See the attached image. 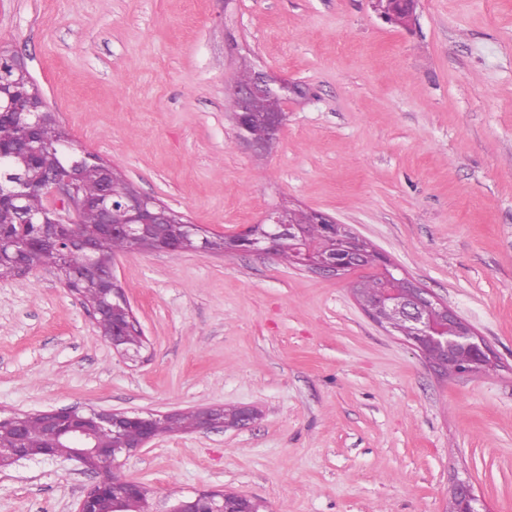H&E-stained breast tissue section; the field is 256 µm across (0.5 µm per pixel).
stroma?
<instances>
[{
  "label": "stroma",
  "instance_id": "35a3bbf8",
  "mask_svg": "<svg viewBox=\"0 0 512 512\" xmlns=\"http://www.w3.org/2000/svg\"><path fill=\"white\" fill-rule=\"evenodd\" d=\"M16 54L76 148L213 234L272 207L369 240L490 349L442 376L348 281L281 255L130 250L145 336L116 352L54 271L0 277V414L252 406L250 428L168 434L123 460L149 512L229 490L263 512H446L470 481L512 512V0H0ZM298 84L275 148L241 144L239 72ZM77 461L0 469V512H77Z\"/></svg>",
  "mask_w": 512,
  "mask_h": 512
}]
</instances>
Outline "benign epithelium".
<instances>
[{
	"label": "benign epithelium",
	"instance_id": "obj_1",
	"mask_svg": "<svg viewBox=\"0 0 512 512\" xmlns=\"http://www.w3.org/2000/svg\"><path fill=\"white\" fill-rule=\"evenodd\" d=\"M248 82L238 81L234 87V97L241 104L240 112L234 114L233 123L241 143L262 153L268 151L279 138L286 120L284 106L291 96L298 93V87L278 79L263 70H251ZM259 100L275 101L278 107L261 111V122L265 135L259 139L252 134L253 116ZM20 112L30 118L28 125L38 126L36 108L12 99L0 100V112ZM45 199L46 214L28 216L23 227L35 225L38 233L26 236L18 245L10 240L0 241V267L11 271L12 275H22L32 271L26 256L43 244H53L63 253L77 247L85 254V265L78 271L62 277L61 283L71 293H76L72 283H83L89 288L102 289L101 300L88 306L94 322L108 318L112 313V299L122 302L126 297L117 288L118 280L114 265L100 264L95 240L88 234L63 236L61 230L74 227L85 206L71 185L68 176L50 172L36 186ZM103 214V227L110 232L126 236L132 248L147 250L145 238L165 240L162 251L180 253L185 251L180 238L167 236V226L173 223L174 213L163 203L141 194L138 190L125 199L121 210L125 219L115 218V206L108 205V198L99 201ZM318 224H329L335 238L330 250H318L305 245L306 234L299 224L286 223L277 210H268L261 221L246 230L224 237V250L246 251L259 256L275 255L282 249L294 255L296 264L314 273L337 279H347L356 273H364L380 280L379 289L359 299L360 305L377 324L393 328V324L404 322L406 330L401 335L415 347L425 360L445 374L469 375L481 371L489 358L485 341L474 329L463 321L446 304L437 299L427 289L413 280L399 276L389 268L386 258L379 253L370 241L350 230L347 225L337 222L323 212H316ZM140 328L133 311L127 318L117 321L112 335L107 337L112 349L123 353V338L131 328ZM219 409L200 408L197 410L196 430H209L221 423ZM45 423L56 430L59 439L71 446L69 457L79 461L86 470L98 475V480L86 491L79 503L77 512H102L101 502L112 504V512H122L125 498L130 494L147 496L142 485L124 477H116L121 460L146 447L153 440L165 435L163 427L175 417V413H148L141 415L125 411L90 410L80 412L73 408H62L41 413ZM134 427L139 436L132 443L120 442L110 448L97 445V433L102 429L119 432ZM0 457L12 462L29 459V449L24 447V433L17 432L16 443L12 448H0ZM252 499L228 491L203 490L192 498L172 503L167 512H251ZM448 512H481L472 485L467 481L454 483L449 490Z\"/></svg>",
	"mask_w": 512,
	"mask_h": 512
}]
</instances>
